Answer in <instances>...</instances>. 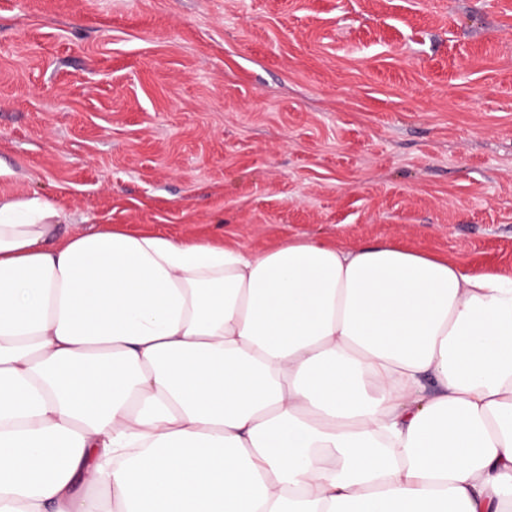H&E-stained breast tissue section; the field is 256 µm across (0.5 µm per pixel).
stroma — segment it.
I'll list each match as a JSON object with an SVG mask.
<instances>
[{
    "label": "stroma",
    "instance_id": "35a3bbf8",
    "mask_svg": "<svg viewBox=\"0 0 512 512\" xmlns=\"http://www.w3.org/2000/svg\"><path fill=\"white\" fill-rule=\"evenodd\" d=\"M512 272V0H0V196Z\"/></svg>",
    "mask_w": 512,
    "mask_h": 512
}]
</instances>
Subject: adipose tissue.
I'll return each instance as SVG.
<instances>
[{"label": "adipose tissue", "mask_w": 512, "mask_h": 512, "mask_svg": "<svg viewBox=\"0 0 512 512\" xmlns=\"http://www.w3.org/2000/svg\"><path fill=\"white\" fill-rule=\"evenodd\" d=\"M0 197V512H512V274Z\"/></svg>", "instance_id": "1"}]
</instances>
